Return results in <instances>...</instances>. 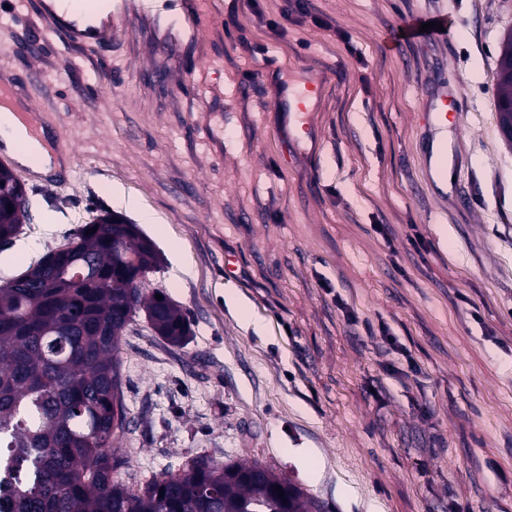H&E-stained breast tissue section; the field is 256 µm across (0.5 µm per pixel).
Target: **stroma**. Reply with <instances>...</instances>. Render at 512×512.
Segmentation results:
<instances>
[{
	"mask_svg": "<svg viewBox=\"0 0 512 512\" xmlns=\"http://www.w3.org/2000/svg\"><path fill=\"white\" fill-rule=\"evenodd\" d=\"M288 4L210 0L213 24L155 82L144 41L72 49L0 11V77L71 154L49 179L0 148L34 215L0 248V282L91 211L138 221L121 188L166 227H142L162 254L148 286L191 334L171 344L140 315L123 337L117 479L203 455L266 465L324 512H512V147L494 81L512 0H312L320 26ZM441 17L447 35L396 41ZM313 72L322 99L284 107ZM443 85L457 121L423 128L420 94ZM224 299L229 305H231V308L235 311L240 320L253 325L257 329H261L263 327L262 323L256 318V315L250 305L239 298L235 289L226 288L224 290Z\"/></svg>",
	"mask_w": 512,
	"mask_h": 512,
	"instance_id": "1",
	"label": "stroma"
}]
</instances>
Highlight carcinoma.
<instances>
[{"label":"carcinoma","instance_id":"obj_1","mask_svg":"<svg viewBox=\"0 0 512 512\" xmlns=\"http://www.w3.org/2000/svg\"><path fill=\"white\" fill-rule=\"evenodd\" d=\"M496 87L503 128L512 104V32ZM31 221L24 186L0 163V246ZM160 263L136 224L101 209L66 244L0 283V448L13 449L26 470L8 492L11 512H321L300 487L257 462L200 456L137 490L115 479L121 461L113 439L126 426L122 336L141 311L171 343L189 332L190 319L168 296L144 291Z\"/></svg>","mask_w":512,"mask_h":512}]
</instances>
